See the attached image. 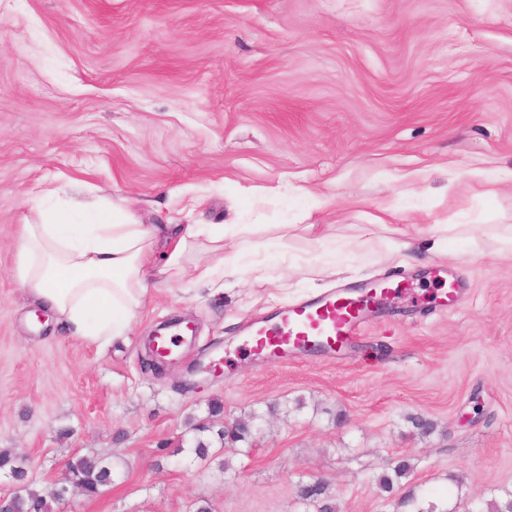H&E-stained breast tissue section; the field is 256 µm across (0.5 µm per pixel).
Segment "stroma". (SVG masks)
<instances>
[{"instance_id": "1", "label": "stroma", "mask_w": 512, "mask_h": 512, "mask_svg": "<svg viewBox=\"0 0 512 512\" xmlns=\"http://www.w3.org/2000/svg\"><path fill=\"white\" fill-rule=\"evenodd\" d=\"M56 186L145 224H245L254 247L223 287L159 284L124 340L90 345L15 277L19 226ZM379 217L389 230L365 233ZM433 224L480 225L479 252L436 257ZM502 224L512 0H0V449L29 459L42 493L75 457L111 463V485L52 512H298L315 477L337 512H466L512 491ZM399 230L414 235L406 265L389 260ZM331 262L405 288L339 353L256 360L245 323L316 297L305 270ZM178 318L193 339L144 368L150 333ZM251 416L247 451H189L192 426ZM400 459L410 472L382 492Z\"/></svg>"}]
</instances>
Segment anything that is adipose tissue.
I'll list each match as a JSON object with an SVG mask.
<instances>
[{
    "instance_id": "adipose-tissue-1",
    "label": "adipose tissue",
    "mask_w": 512,
    "mask_h": 512,
    "mask_svg": "<svg viewBox=\"0 0 512 512\" xmlns=\"http://www.w3.org/2000/svg\"><path fill=\"white\" fill-rule=\"evenodd\" d=\"M40 216L20 227L15 275L74 336L100 346L128 335L158 281L216 284L249 245L242 237L226 246L220 224H142L117 206H59ZM200 247L211 262L191 261Z\"/></svg>"
}]
</instances>
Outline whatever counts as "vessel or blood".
<instances>
[{
  "label": "vessel or blood",
  "mask_w": 512,
  "mask_h": 512,
  "mask_svg": "<svg viewBox=\"0 0 512 512\" xmlns=\"http://www.w3.org/2000/svg\"><path fill=\"white\" fill-rule=\"evenodd\" d=\"M377 299L373 290H335L285 307L272 322L248 324L249 350L275 364L304 358L315 348L340 349L361 334Z\"/></svg>",
  "instance_id": "1"
}]
</instances>
